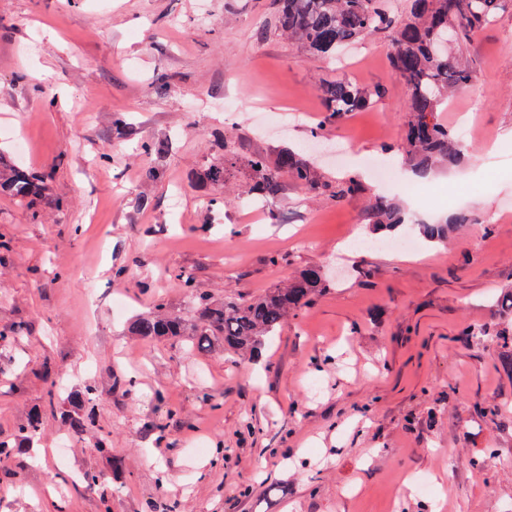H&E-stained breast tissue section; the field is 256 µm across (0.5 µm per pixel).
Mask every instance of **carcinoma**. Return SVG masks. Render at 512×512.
Listing matches in <instances>:
<instances>
[{
	"label": "carcinoma",
	"mask_w": 512,
	"mask_h": 512,
	"mask_svg": "<svg viewBox=\"0 0 512 512\" xmlns=\"http://www.w3.org/2000/svg\"><path fill=\"white\" fill-rule=\"evenodd\" d=\"M506 12L512 0H412L409 12H395L389 0H278L275 29L311 54L334 57L346 47L372 35L387 40L388 60L393 75L408 91L405 163L420 174H427L439 162L461 158V138L438 117L440 105L468 84L474 73L466 57L475 36ZM325 111L341 118L369 106L381 96L378 88H364L347 80H325L320 85ZM137 150L147 159L166 152L167 145L150 139L137 142ZM251 183L248 193L265 200L279 195L284 180H291L306 193H330L343 198L356 195L361 184L348 175L336 185L325 180L304 153L283 150L271 158L255 153L248 158ZM196 179L212 188L207 207L224 205V160L206 161ZM48 177L22 168L0 152V194L8 195L30 208L39 217L36 204L49 194ZM369 221L381 231H392L405 224L403 210L396 204L375 201L369 208ZM470 222L460 212L442 224H421L420 233L439 242L448 233ZM172 276L191 289L197 308L191 316L169 312L164 303L139 315L130 333L144 339L193 336L203 347L216 339L224 348L245 355L256 351L263 337L282 328L288 316L297 313L323 288L325 276L316 269L303 271L286 288H275L262 297L215 300L196 288L195 276L186 270ZM502 365L512 372V331L496 333ZM92 388L72 396L75 410L66 415L70 430L83 432L88 416L83 409L93 403ZM42 411L30 413L20 424L13 443L0 441V467L9 471L11 459L21 454L26 443L39 433Z\"/></svg>",
	"instance_id": "carcinoma-1"
}]
</instances>
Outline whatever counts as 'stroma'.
<instances>
[{"label": "stroma", "instance_id": "1", "mask_svg": "<svg viewBox=\"0 0 512 512\" xmlns=\"http://www.w3.org/2000/svg\"><path fill=\"white\" fill-rule=\"evenodd\" d=\"M274 11L273 0H0V150L48 175L65 204L40 205L35 220L0 195V330L25 328L0 339V441L43 412L19 465L0 471V512H512V373L493 337L512 329V13L475 37L476 77L442 107L465 131L463 154L419 182L440 200L427 212L405 191L407 90L384 38L311 56L275 31ZM330 79L382 95L330 122L319 91ZM116 112L131 137L113 136ZM261 113L287 114V131L261 129ZM319 126L318 165L335 181L359 176L361 192L287 181L250 214L244 157L301 150ZM140 137L169 150L146 160ZM228 141L240 161L211 212L195 173ZM372 156L389 160L391 181L367 175ZM151 164L161 180L145 177ZM488 180L491 192L465 189ZM378 196L413 225L463 209L471 221L413 251L371 249ZM309 267L328 286L252 355L129 332L160 299L189 314L171 271L221 299ZM88 385L93 416L74 436L63 412ZM102 438L111 455L93 451ZM89 470L102 487H85ZM427 478L433 493L405 486Z\"/></svg>", "mask_w": 512, "mask_h": 512}]
</instances>
